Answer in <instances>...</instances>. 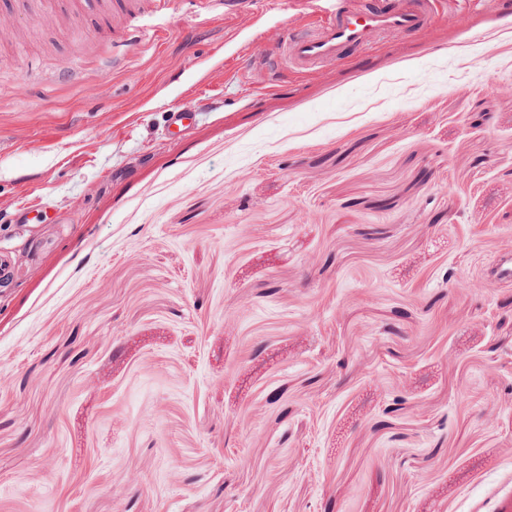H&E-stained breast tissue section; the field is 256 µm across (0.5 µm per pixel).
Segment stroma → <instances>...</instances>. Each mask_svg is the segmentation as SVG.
<instances>
[{
  "label": "stroma",
  "mask_w": 512,
  "mask_h": 512,
  "mask_svg": "<svg viewBox=\"0 0 512 512\" xmlns=\"http://www.w3.org/2000/svg\"><path fill=\"white\" fill-rule=\"evenodd\" d=\"M261 2L172 0L115 69V0H0V512L512 492V0L272 85L313 0Z\"/></svg>",
  "instance_id": "35a3bbf8"
}]
</instances>
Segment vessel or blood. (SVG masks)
I'll return each mask as SVG.
<instances>
[{
    "instance_id": "1",
    "label": "vessel or blood",
    "mask_w": 512,
    "mask_h": 512,
    "mask_svg": "<svg viewBox=\"0 0 512 512\" xmlns=\"http://www.w3.org/2000/svg\"><path fill=\"white\" fill-rule=\"evenodd\" d=\"M430 0H319V26L288 34L272 55L261 57L259 70L277 69L308 76L324 66L341 63L366 51L389 33L414 35L431 20ZM132 19L131 33L160 38L164 12L145 7L143 0H122Z\"/></svg>"
}]
</instances>
